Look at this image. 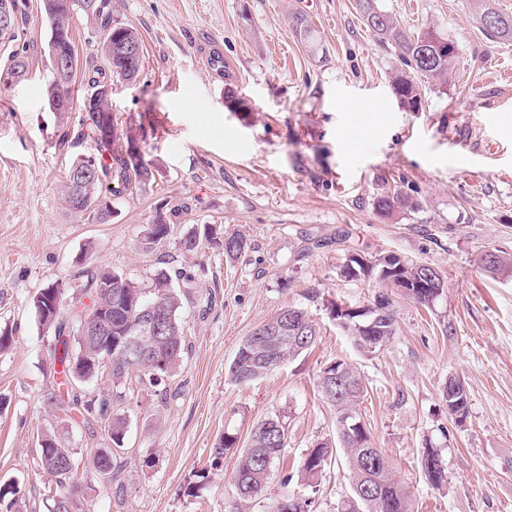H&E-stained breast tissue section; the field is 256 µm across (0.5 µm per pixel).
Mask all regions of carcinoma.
<instances>
[{
    "instance_id": "obj_1",
    "label": "carcinoma",
    "mask_w": 512,
    "mask_h": 512,
    "mask_svg": "<svg viewBox=\"0 0 512 512\" xmlns=\"http://www.w3.org/2000/svg\"><path fill=\"white\" fill-rule=\"evenodd\" d=\"M87 7L77 4L68 5V0H42L43 13L50 24L49 53H60L71 59L78 57L71 23L74 16L81 14L87 21L97 26L100 40L97 53L105 61L106 68H97L89 77V86H101L112 79H137L142 62L127 63L115 52L119 44H131L138 52H143L142 40L136 28L118 22L112 18V0H85ZM474 13L480 30L496 40L512 41V15L499 11L494 0H472ZM357 7L367 31L381 44L397 52L401 68L392 77L393 94L400 97L408 112H417L422 106V91L416 76L429 77L445 87L457 72L458 48L455 42L435 29L412 32L402 27L392 15L382 9L378 0H357ZM76 72L72 71L67 79L60 82L51 80L46 90L47 98L62 97L66 101V111L74 104L73 85ZM85 112L84 122L93 138L109 129L111 140L100 145L101 154L97 158L95 174L78 177L68 172L63 187V201L67 208L78 214H89L100 222L112 216L110 205L101 200L104 191L117 192L123 187L145 183L152 177L148 164L133 156L130 152L116 147L119 137L115 132L112 117V102L100 99L95 103L81 104ZM410 200L399 193L382 192L375 198L377 211L384 216H392L409 207ZM173 234V224L164 217H158L149 225L144 238L148 248L165 243ZM217 243L223 247L224 256L234 258L246 248L247 239L240 234H224L214 224H205L201 230H195L183 240L185 250L193 252L201 243ZM480 266L488 273L496 275L512 271V252L491 248L478 258ZM431 272L430 264L406 260L390 254L387 258L371 261L355 253L349 257L342 273L350 279H365L392 287V283L407 280L418 282ZM182 281L181 287H195L194 276L187 271L174 274L166 269L158 270L149 286L144 287L122 274L99 267L87 272L81 285L82 291L93 298L92 308L112 305V345L124 341L130 335L135 319L140 311L153 303L163 306L167 318V329L163 341L156 344L158 361L152 365L137 361L124 365L103 363L104 354L86 351L82 346L69 345V336L80 334L83 326L82 315L70 312L61 315V309L54 312V320L47 322L39 319L41 326L54 332L61 349L54 354V364L60 366L56 374L62 377L60 385L65 390L54 396V405L61 408L65 415L96 414L102 421L101 428L114 448L125 445L128 421L126 415L117 410L126 398L127 386L135 384L166 404L178 396L171 388V378L175 376L183 353L186 336L180 320L183 292L173 284V279ZM112 282V289L105 288ZM406 296L421 306H431L438 296L430 289L411 288ZM294 314L288 315V307L281 308L263 327L276 334L277 357L271 366L256 364L252 357L253 345L257 343L256 333L244 338L236 357L229 368L231 380L238 384H249L269 373L278 364L296 357L311 349L320 336V328L311 319L308 311L302 307H293ZM336 325L351 337L355 347L365 356L377 353L397 334V321L389 298L385 294L375 297L368 307L348 308L341 305L332 308ZM343 372L340 381H335L336 371ZM112 381V392L105 398L94 402L84 399L76 387L88 383L100 376ZM320 392L336 410V424L349 413L361 415V404L367 394V384L350 364L336 360L328 364L319 377ZM443 398L448 404V412L464 419L468 413V397L464 390L450 392L443 390ZM277 426L263 430L261 426L251 432L247 448L237 458L233 480L243 483L242 492L236 493L237 508L251 504L261 498L266 490L271 468L280 460L283 447H278L270 439L286 436L287 427L277 416L273 417ZM340 448L352 483L363 486L368 484L373 493L358 500V509L353 511L347 506L341 512H413L408 491L397 480L388 456L380 448L372 446L370 432L366 426L350 429V433H338ZM40 467L55 478L56 495L67 493L76 495L74 479L78 470L75 455H61L62 448L55 435L41 436ZM334 454V448L320 444L308 451L301 461V477L306 485L316 488L315 481L320 475L316 468L328 464ZM116 455L109 449L99 450L91 460L92 470L104 467L108 470V481L116 479Z\"/></svg>"
}]
</instances>
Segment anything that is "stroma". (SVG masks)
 <instances>
[{
    "label": "stroma",
    "instance_id": "obj_1",
    "mask_svg": "<svg viewBox=\"0 0 512 512\" xmlns=\"http://www.w3.org/2000/svg\"><path fill=\"white\" fill-rule=\"evenodd\" d=\"M22 3L14 40L0 43V65L21 47L29 62L24 80L0 85V328L15 331L0 352V484L20 490L14 512H48L55 482L39 466L47 431L84 462V512H231L236 451L277 415L288 444L249 509L274 512L284 497L306 494L295 472L307 450L337 440L318 379L338 359L364 377L372 443L415 512H512V273L493 277L477 263L486 249L512 251V43L481 33L470 0H379L407 29L436 27L459 48L447 90L421 79L422 109L406 112L391 88L400 61L366 30L356 0H112L113 17L137 28L144 51L139 78L112 84L114 124L153 176L112 195V216L100 223L62 202L73 163L99 150L80 110L49 111V27L40 0ZM296 14L317 49L293 30ZM213 46L224 54L220 76L199 58ZM234 96L248 111L234 109ZM384 182L414 208L382 216L374 199ZM159 215L174 235L149 250L143 232ZM204 224L244 235L249 249L233 260L208 244L186 251L182 239ZM354 253L438 266L444 293L425 308L347 279L341 270ZM99 266L142 284L161 268L196 276L180 311L188 351L172 380L179 394L161 406L128 391L112 487L85 465L103 433L63 420L48 400L56 340L31 305L56 282L70 287L66 304L84 303L83 274ZM382 292L398 331L366 357L331 306L365 307ZM287 305L318 324L316 346L253 383L232 382L242 340ZM451 378L468 396L461 422L442 396ZM227 432L237 448L215 459ZM430 446L447 471L439 490L420 466ZM146 456L154 466H141ZM201 471L207 483L188 494ZM318 484L315 512H338L352 492L344 460Z\"/></svg>",
    "mask_w": 512,
    "mask_h": 512
}]
</instances>
